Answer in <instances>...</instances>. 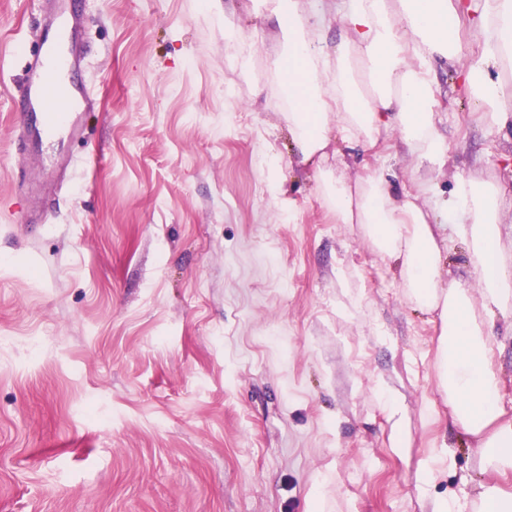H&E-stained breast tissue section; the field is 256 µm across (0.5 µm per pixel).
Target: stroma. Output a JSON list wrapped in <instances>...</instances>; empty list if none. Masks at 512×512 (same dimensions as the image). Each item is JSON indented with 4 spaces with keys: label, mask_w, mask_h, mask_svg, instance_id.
Returning a JSON list of instances; mask_svg holds the SVG:
<instances>
[{
    "label": "stroma",
    "mask_w": 512,
    "mask_h": 512,
    "mask_svg": "<svg viewBox=\"0 0 512 512\" xmlns=\"http://www.w3.org/2000/svg\"><path fill=\"white\" fill-rule=\"evenodd\" d=\"M251 43L241 64L229 42ZM61 34L95 99L75 174L12 148L21 42ZM251 0H0V512H425L477 495L480 456L437 390L441 321L298 166ZM445 166L379 150L398 187L474 174L512 192L439 70ZM56 195L40 224L29 200ZM451 238L440 287L475 288ZM447 451L429 483L420 463Z\"/></svg>",
    "instance_id": "1"
}]
</instances>
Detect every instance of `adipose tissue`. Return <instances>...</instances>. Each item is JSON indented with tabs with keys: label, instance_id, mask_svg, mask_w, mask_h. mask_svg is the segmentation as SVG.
<instances>
[{
	"label": "adipose tissue",
	"instance_id": "1",
	"mask_svg": "<svg viewBox=\"0 0 512 512\" xmlns=\"http://www.w3.org/2000/svg\"><path fill=\"white\" fill-rule=\"evenodd\" d=\"M259 2L288 38L273 67L288 92L300 163L324 156L337 139L360 163L382 146L443 167L448 145L437 128L431 70L455 63L470 31L480 50L459 79L488 133L512 126V0H336L342 24L332 41L322 12L300 11L297 0ZM322 192L341 223L362 225L369 244L399 262L411 303L438 312L439 390L453 426L479 450V508L512 512V493L488 480L512 473V416L499 403L493 369V328L512 314V264L498 251L507 206L500 185L458 176L445 197L430 181L421 195H398L390 172L377 168L352 185L324 179ZM457 215L461 223L448 225ZM447 225L471 251L476 289L439 286Z\"/></svg>",
	"mask_w": 512,
	"mask_h": 512
}]
</instances>
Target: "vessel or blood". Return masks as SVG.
Returning a JSON list of instances; mask_svg holds the SVG:
<instances>
[{"instance_id": "vessel-or-blood-1", "label": "vessel or blood", "mask_w": 512, "mask_h": 512, "mask_svg": "<svg viewBox=\"0 0 512 512\" xmlns=\"http://www.w3.org/2000/svg\"><path fill=\"white\" fill-rule=\"evenodd\" d=\"M24 68L19 93L34 120L20 126L15 147L24 148L33 134L51 147L73 138L78 132L75 113L92 107L93 101L85 86L71 82V60L43 47L27 57Z\"/></svg>"}]
</instances>
